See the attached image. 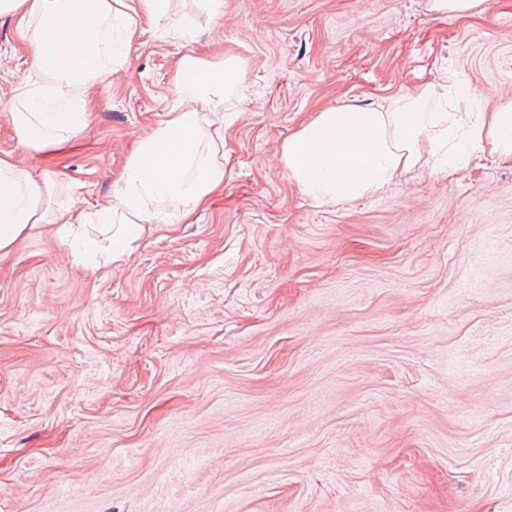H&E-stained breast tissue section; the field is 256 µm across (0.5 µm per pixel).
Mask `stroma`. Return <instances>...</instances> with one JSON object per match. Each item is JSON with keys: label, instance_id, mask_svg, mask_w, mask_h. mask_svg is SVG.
Masks as SVG:
<instances>
[{"label": "stroma", "instance_id": "1", "mask_svg": "<svg viewBox=\"0 0 512 512\" xmlns=\"http://www.w3.org/2000/svg\"><path fill=\"white\" fill-rule=\"evenodd\" d=\"M128 2L126 56L44 152L10 114L61 100L0 14V156L51 209L109 205L180 58L235 57L224 186L97 270L48 217L0 254V512H512V160L324 205L280 160L321 109L429 82L512 107V0ZM488 3V0H431L430 10L460 17L484 12Z\"/></svg>", "mask_w": 512, "mask_h": 512}]
</instances>
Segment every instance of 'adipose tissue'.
<instances>
[{
	"instance_id": "adipose-tissue-1",
	"label": "adipose tissue",
	"mask_w": 512,
	"mask_h": 512,
	"mask_svg": "<svg viewBox=\"0 0 512 512\" xmlns=\"http://www.w3.org/2000/svg\"><path fill=\"white\" fill-rule=\"evenodd\" d=\"M0 13L33 22L28 39L32 64L60 87L111 73L101 55L105 23L119 22L125 40L135 34L129 17L113 10L112 0H83L79 9L73 0H0ZM242 71L232 58L180 59L176 83L187 102L137 143L112 184L111 205L88 212L58 209L57 233L75 263L94 268L121 261L139 246L144 221L168 224L187 217L223 184V165L201 158L203 114L223 111L224 94ZM450 94V89L428 83L407 94L397 109L388 103L342 104L319 111L282 144L289 176L317 202L328 204L373 193L417 168L424 154L442 147L447 156L441 170L448 174L477 153L512 159L511 107L482 113L471 122L454 112H438L425 121L423 104ZM82 118L79 112L47 111L30 92L24 111L13 113L12 124L19 146L38 152L63 142ZM48 192V185L22 175L10 158L0 157L1 253L40 223L39 209ZM153 202L163 203V210L150 211ZM90 223L109 229L106 245L83 236L82 227Z\"/></svg>"
}]
</instances>
